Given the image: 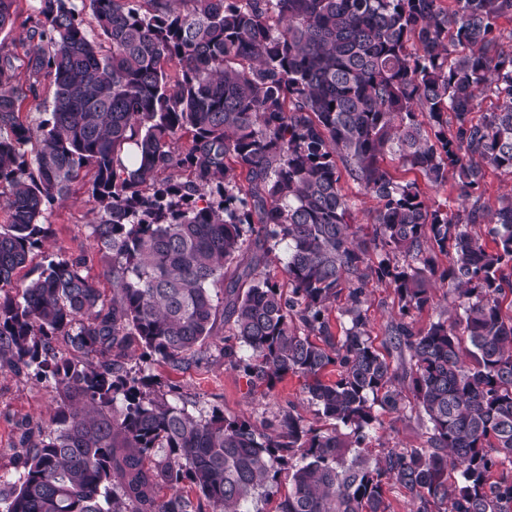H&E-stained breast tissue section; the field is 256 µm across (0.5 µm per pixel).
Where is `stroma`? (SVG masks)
<instances>
[{"label": "stroma", "instance_id": "1", "mask_svg": "<svg viewBox=\"0 0 512 512\" xmlns=\"http://www.w3.org/2000/svg\"><path fill=\"white\" fill-rule=\"evenodd\" d=\"M97 219L84 186H76L70 198L53 202L44 212V223L50 224L53 235L46 250L63 249L74 255H85L91 277L104 291H111L112 260L99 252L89 237L90 226ZM398 299L392 287L385 283L370 282L364 306L368 330L377 349H384L386 329L398 311ZM227 326H219L216 336L209 341L205 356L200 361L182 368L165 363L148 364L155 387L160 391L176 388L179 406L189 413L208 416L219 412L227 417L240 416L264 429L274 422L286 408H293L305 423H318L315 409L303 392L302 378L290 375L277 383L274 389L256 387L240 370L224 360L222 348ZM53 407L50 389L34 378L6 373L0 375V483L16 478L17 431L16 421L47 420ZM428 423L415 409L404 415L381 414L378 424L371 430L367 446L372 451L383 448H416L427 440Z\"/></svg>", "mask_w": 512, "mask_h": 512}]
</instances>
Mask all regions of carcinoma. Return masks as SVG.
<instances>
[{
	"label": "carcinoma",
	"mask_w": 512,
	"mask_h": 512,
	"mask_svg": "<svg viewBox=\"0 0 512 512\" xmlns=\"http://www.w3.org/2000/svg\"><path fill=\"white\" fill-rule=\"evenodd\" d=\"M35 2L24 57L0 41V371L55 396L48 421L20 424L0 512H202L186 483L212 512L275 497V512H389L391 484L413 512H512V194L481 203L487 169L512 173V0ZM389 154L433 187L453 179L457 210L394 177ZM90 172L112 295L61 251L14 284L50 238L46 204ZM345 175L377 201L369 243ZM278 246L286 287L265 260ZM373 280L400 304L388 356L363 313ZM445 283L462 312L413 330ZM224 322L230 365L268 389L304 378L335 429L290 410L275 434L194 416L128 368L137 352L189 365ZM406 390L426 446L362 454Z\"/></svg>",
	"instance_id": "1"
}]
</instances>
